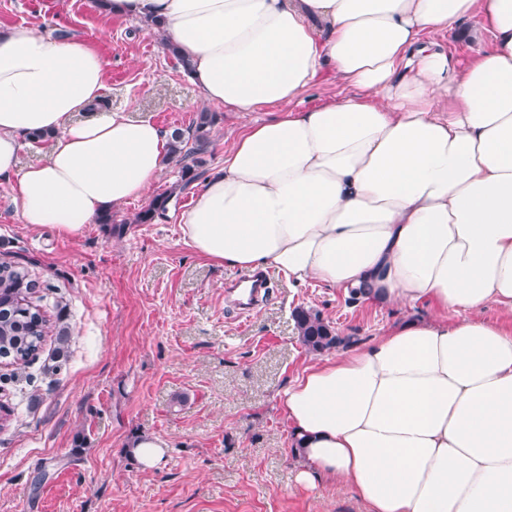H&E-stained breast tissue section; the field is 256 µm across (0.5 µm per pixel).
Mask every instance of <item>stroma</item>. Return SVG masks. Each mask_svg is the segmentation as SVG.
Instances as JSON below:
<instances>
[{
    "label": "stroma",
    "mask_w": 512,
    "mask_h": 512,
    "mask_svg": "<svg viewBox=\"0 0 512 512\" xmlns=\"http://www.w3.org/2000/svg\"><path fill=\"white\" fill-rule=\"evenodd\" d=\"M13 25L88 41L106 64L113 109L185 131L199 112L213 113L200 165L208 173L245 125L280 113L205 102L158 33L93 0H0V27ZM438 40L464 64L491 35L476 14ZM180 169L168 166L149 197L75 236L23 223L11 203L14 179H0V262L27 267L48 318L63 300L71 332L64 370L42 373L55 348L46 339L28 368V395L0 393L11 408L0 425V512H365L342 484L296 480L291 426L277 394L313 356L298 339L293 311L319 313L358 347L426 308L379 309L317 281L289 286L271 269L268 300L241 313L224 294L239 270L182 241L176 215L203 184L179 190ZM167 192L173 199L164 216L134 223L150 196ZM140 437L166 443L157 466L136 462Z\"/></svg>",
    "instance_id": "1"
}]
</instances>
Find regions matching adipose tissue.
I'll use <instances>...</instances> for the list:
<instances>
[{"mask_svg":"<svg viewBox=\"0 0 512 512\" xmlns=\"http://www.w3.org/2000/svg\"><path fill=\"white\" fill-rule=\"evenodd\" d=\"M156 20L205 100L251 122L177 218L227 268L316 280L385 308L421 304L280 396L301 484L338 481L367 512H512V0H103ZM481 13L492 40L457 65L434 36ZM344 92L295 102L323 69ZM87 41L0 29V178L31 225L75 235L145 197L172 134L113 110ZM47 160L20 168L34 135ZM465 317L449 320V310Z\"/></svg>","mask_w":512,"mask_h":512,"instance_id":"ef3b65f1","label":"adipose tissue"}]
</instances>
